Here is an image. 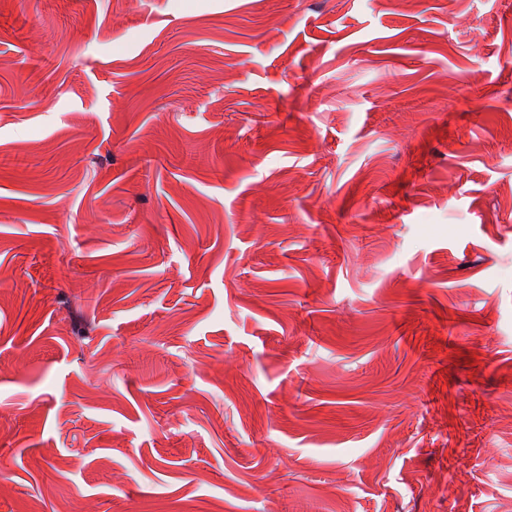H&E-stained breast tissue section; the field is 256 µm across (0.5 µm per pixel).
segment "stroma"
Returning <instances> with one entry per match:
<instances>
[{
	"label": "stroma",
	"mask_w": 512,
	"mask_h": 512,
	"mask_svg": "<svg viewBox=\"0 0 512 512\" xmlns=\"http://www.w3.org/2000/svg\"><path fill=\"white\" fill-rule=\"evenodd\" d=\"M0 512H512V0H0Z\"/></svg>",
	"instance_id": "35a3bbf8"
}]
</instances>
